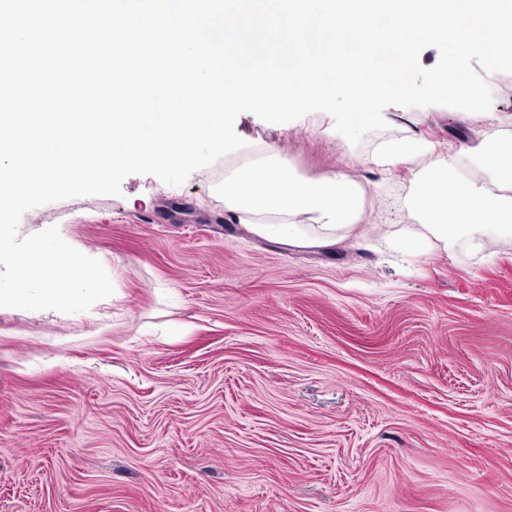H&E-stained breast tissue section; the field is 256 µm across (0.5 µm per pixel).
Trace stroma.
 I'll return each mask as SVG.
<instances>
[{
  "label": "stroma",
  "instance_id": "1",
  "mask_svg": "<svg viewBox=\"0 0 512 512\" xmlns=\"http://www.w3.org/2000/svg\"><path fill=\"white\" fill-rule=\"evenodd\" d=\"M472 113L387 107L350 143L332 116L271 124L179 186L131 175L118 196L27 211L114 292L89 310H0V512H512V236L432 237L405 198L420 157L380 137L459 148V181L507 186L471 150L512 138V74ZM341 173L364 216L320 245L260 236L224 180L269 156ZM435 148L430 143L415 138L383 140L375 144L373 156L382 163L406 162L416 156L434 155Z\"/></svg>",
  "mask_w": 512,
  "mask_h": 512
}]
</instances>
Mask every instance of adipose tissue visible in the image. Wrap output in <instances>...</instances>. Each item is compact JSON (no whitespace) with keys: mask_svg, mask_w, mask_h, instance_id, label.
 I'll return each mask as SVG.
<instances>
[{"mask_svg":"<svg viewBox=\"0 0 512 512\" xmlns=\"http://www.w3.org/2000/svg\"><path fill=\"white\" fill-rule=\"evenodd\" d=\"M431 156V163L416 176V189L408 203L412 215L440 241L462 233L481 232L483 225L512 235V196L489 197L477 182L455 180V155L436 154L430 143L415 138L383 140L373 156L382 163L405 162ZM224 202L241 218L252 220L256 234L301 240V225L312 222L325 235L348 228L362 214V193L342 174L310 182L293 177L287 167L274 165L264 181L241 170L224 183Z\"/></svg>","mask_w":512,"mask_h":512,"instance_id":"ef3b65f1","label":"adipose tissue"}]
</instances>
